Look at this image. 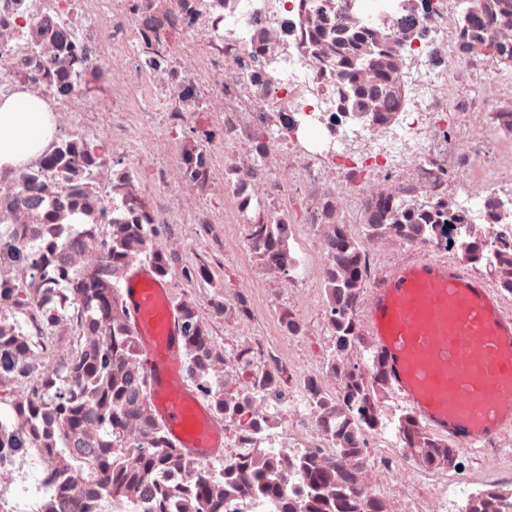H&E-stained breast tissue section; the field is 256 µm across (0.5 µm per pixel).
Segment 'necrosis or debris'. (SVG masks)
<instances>
[{
  "mask_svg": "<svg viewBox=\"0 0 512 512\" xmlns=\"http://www.w3.org/2000/svg\"><path fill=\"white\" fill-rule=\"evenodd\" d=\"M469 13L487 22L480 56L464 51ZM507 39L512 0H0V92H31L72 118L24 171L0 172V384L21 386L0 409V512H107L108 495L87 498L106 483L103 448L134 459L171 445L139 425L146 397L109 434L69 432L29 406L63 386L97 416L76 366L98 342L88 327L101 300L95 288L65 287L59 271L90 278L96 261L79 258L92 244L152 250L178 203L175 178L194 196L221 187L230 209L199 205L187 221L231 224L268 287L324 288L329 351L302 363L268 342L227 350L232 386L213 378L214 355L193 360L184 377L197 397L251 403L223 415L222 466L191 457L153 470L129 491L126 512H159L160 485L177 499L196 478L223 485L259 448L278 458L282 490L296 499L305 479L296 463L311 459L346 476L362 504L398 498L404 512H471L475 475L488 468L496 498L487 512H512V456L499 455L495 438L465 451L424 424L409 427L363 322L392 243L400 260L453 262L512 298V81L502 77L512 60L492 49ZM352 54L354 78L339 67ZM360 81L379 91L378 107L351 106ZM88 112L112 118L111 138L97 146ZM127 112L189 134L188 148L153 159L147 183L128 163ZM206 112L222 116L207 139L195 122ZM46 239L54 264L30 268L13 250ZM18 282L31 302L21 328ZM211 306L254 325L273 311L281 335L309 333L293 302L228 292ZM357 387L369 397L364 420L345 400ZM420 448L448 453L421 479L409 468Z\"/></svg>",
  "mask_w": 512,
  "mask_h": 512,
  "instance_id": "1",
  "label": "necrosis or debris"
}]
</instances>
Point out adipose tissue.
I'll return each mask as SVG.
<instances>
[{"label": "adipose tissue", "instance_id": "1", "mask_svg": "<svg viewBox=\"0 0 512 512\" xmlns=\"http://www.w3.org/2000/svg\"><path fill=\"white\" fill-rule=\"evenodd\" d=\"M56 125L46 102L30 93L0 96V172L17 171L54 139Z\"/></svg>", "mask_w": 512, "mask_h": 512}]
</instances>
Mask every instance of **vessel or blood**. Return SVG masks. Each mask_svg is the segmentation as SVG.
Wrapping results in <instances>:
<instances>
[{
	"label": "vessel or blood",
	"instance_id": "b4317fda",
	"mask_svg": "<svg viewBox=\"0 0 512 512\" xmlns=\"http://www.w3.org/2000/svg\"><path fill=\"white\" fill-rule=\"evenodd\" d=\"M122 298L174 446L194 456H223L222 422L207 419L181 382L178 308L156 310L145 265L131 274ZM365 319L390 384L428 427L465 450L512 429V312L481 279L447 262L397 265L372 288Z\"/></svg>",
	"mask_w": 512,
	"mask_h": 512
}]
</instances>
